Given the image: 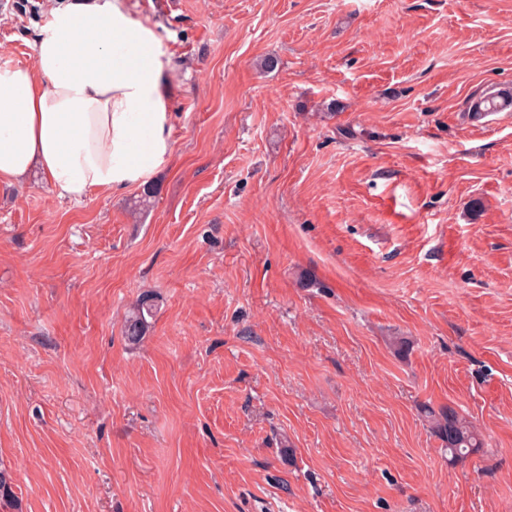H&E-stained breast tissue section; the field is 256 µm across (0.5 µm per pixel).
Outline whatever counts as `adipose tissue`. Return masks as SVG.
I'll return each instance as SVG.
<instances>
[{"label":"adipose tissue","instance_id":"ef3b65f1","mask_svg":"<svg viewBox=\"0 0 512 512\" xmlns=\"http://www.w3.org/2000/svg\"><path fill=\"white\" fill-rule=\"evenodd\" d=\"M160 55L125 0H70L32 64L0 66V181L36 171L70 200L145 183L173 152Z\"/></svg>","mask_w":512,"mask_h":512}]
</instances>
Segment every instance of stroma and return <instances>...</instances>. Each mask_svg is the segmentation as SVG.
<instances>
[{"label": "stroma", "instance_id": "1", "mask_svg": "<svg viewBox=\"0 0 512 512\" xmlns=\"http://www.w3.org/2000/svg\"><path fill=\"white\" fill-rule=\"evenodd\" d=\"M66 2L6 0L0 64ZM125 2L170 161L79 201L0 181L23 512H512V112L469 110L512 89V0ZM424 403L483 447L449 463ZM158 308V298L154 294L147 293L142 295L132 310L125 316L122 334L129 345L135 346L140 343Z\"/></svg>", "mask_w": 512, "mask_h": 512}]
</instances>
